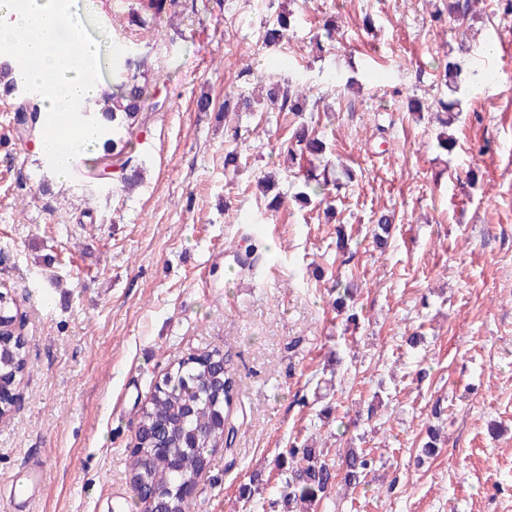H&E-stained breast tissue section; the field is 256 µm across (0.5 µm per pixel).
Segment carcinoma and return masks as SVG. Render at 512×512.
I'll use <instances>...</instances> for the list:
<instances>
[{"mask_svg":"<svg viewBox=\"0 0 512 512\" xmlns=\"http://www.w3.org/2000/svg\"><path fill=\"white\" fill-rule=\"evenodd\" d=\"M175 5V0H145L136 11V22L147 26ZM290 26L287 15L277 16V26L265 32L264 41L274 43L284 37ZM20 69L8 61L0 64V86L4 94L20 97L18 112L19 137L36 136L41 125V107L34 84L23 86ZM112 94L87 101L78 110L84 124L96 126L101 134L98 158L105 165L118 168L116 180L123 190L131 191L142 184V169L134 162L132 147L143 129V114L148 107L150 81L144 60L128 56L113 66ZM271 100L281 101L294 115L306 111V90L288 83L271 88ZM436 120L442 131L437 136L440 148L450 151L454 140L446 131L454 122V110L461 107L457 98H440L435 102ZM280 151L293 162L309 154L324 153L325 144L314 129L302 123L280 145ZM303 185L318 197V204L332 210L330 199L340 195L346 184L319 180L312 172L303 175ZM391 219L381 215L374 233L375 245L384 248L390 234ZM336 297L333 306L346 320H356L357 298L353 289L341 282L333 286ZM19 302L7 291H0V388L12 391L27 366L24 340L14 328ZM237 369L230 356L219 349L204 354H190L157 383L149 402L139 410L135 433V454L131 455L133 485L142 512L159 508L163 512H182L179 488L196 482L210 463L212 452L232 443L235 427L228 424V413L236 387ZM207 440L208 452L197 446ZM375 459L365 450L349 449L339 469L331 464L328 451L314 448L308 441L293 442L284 455L276 460L278 480L276 497L268 500L269 508L281 507L286 512H312L339 482L357 487L372 470Z\"/></svg>","mask_w":512,"mask_h":512,"instance_id":"1","label":"carcinoma"}]
</instances>
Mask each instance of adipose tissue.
<instances>
[{
  "label": "adipose tissue",
  "mask_w": 512,
  "mask_h": 512,
  "mask_svg": "<svg viewBox=\"0 0 512 512\" xmlns=\"http://www.w3.org/2000/svg\"><path fill=\"white\" fill-rule=\"evenodd\" d=\"M0 48L34 75L44 112L58 115L100 94L98 46L72 25L70 0H0Z\"/></svg>",
  "instance_id": "ef3b65f1"
}]
</instances>
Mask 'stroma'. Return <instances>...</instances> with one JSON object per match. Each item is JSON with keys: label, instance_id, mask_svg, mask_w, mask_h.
<instances>
[{"label": "stroma", "instance_id": "35a3bbf8", "mask_svg": "<svg viewBox=\"0 0 512 512\" xmlns=\"http://www.w3.org/2000/svg\"><path fill=\"white\" fill-rule=\"evenodd\" d=\"M139 2L72 6L106 57L143 54L158 81L161 107L136 145L141 188L92 181L89 154L58 181L35 141L15 137V98L0 96V286L20 302L28 353L0 422V512H141L139 410L183 357L213 348L237 369V434L213 453L189 512H260L241 486L256 474L276 483V456L307 436L335 464L348 448L380 458L366 485L315 512H512V6L472 0L460 22L444 0H179L177 17L127 26ZM284 9L293 28L264 44ZM329 24L330 50L313 55ZM449 61L462 114L448 152L433 112ZM481 61L498 83L472 82ZM245 63L254 78L240 76ZM297 79L312 88L320 167L353 175L323 223L280 152L292 115L266 98L222 108L226 92ZM388 213L380 249L372 230ZM259 243L265 255L240 273ZM338 279L357 290V325L332 306ZM357 402L375 406L371 420L347 417ZM431 426L441 447L429 457ZM30 468L43 492L24 504L12 482Z\"/></svg>", "mask_w": 512, "mask_h": 512}]
</instances>
